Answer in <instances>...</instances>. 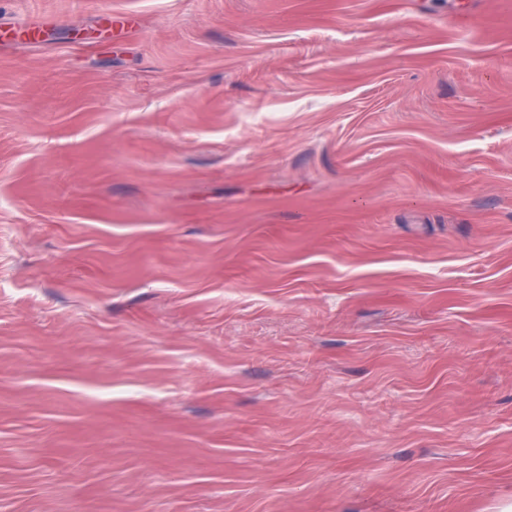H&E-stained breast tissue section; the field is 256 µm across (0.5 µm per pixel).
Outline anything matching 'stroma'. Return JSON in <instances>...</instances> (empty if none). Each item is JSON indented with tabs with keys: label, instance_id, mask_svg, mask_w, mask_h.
Masks as SVG:
<instances>
[{
	"label": "stroma",
	"instance_id": "35a3bbf8",
	"mask_svg": "<svg viewBox=\"0 0 512 512\" xmlns=\"http://www.w3.org/2000/svg\"><path fill=\"white\" fill-rule=\"evenodd\" d=\"M508 505L512 0H0V512Z\"/></svg>",
	"mask_w": 512,
	"mask_h": 512
}]
</instances>
